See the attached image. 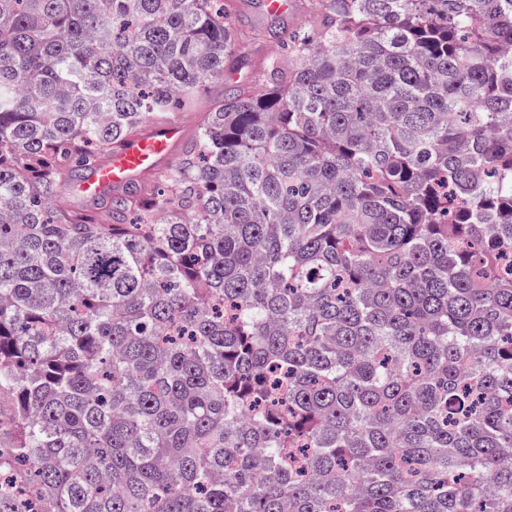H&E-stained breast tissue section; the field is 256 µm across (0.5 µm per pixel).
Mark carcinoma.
Here are the masks:
<instances>
[{
  "instance_id": "carcinoma-1",
  "label": "carcinoma",
  "mask_w": 512,
  "mask_h": 512,
  "mask_svg": "<svg viewBox=\"0 0 512 512\" xmlns=\"http://www.w3.org/2000/svg\"><path fill=\"white\" fill-rule=\"evenodd\" d=\"M220 0H0V512H512V0H310L149 188Z\"/></svg>"
}]
</instances>
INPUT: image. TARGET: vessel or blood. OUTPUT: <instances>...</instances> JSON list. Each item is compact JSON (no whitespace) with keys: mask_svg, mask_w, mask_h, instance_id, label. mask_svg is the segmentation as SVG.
Masks as SVG:
<instances>
[{"mask_svg":"<svg viewBox=\"0 0 512 512\" xmlns=\"http://www.w3.org/2000/svg\"><path fill=\"white\" fill-rule=\"evenodd\" d=\"M181 133V125L171 121L147 137L127 139L91 171L84 182V191L94 196L152 174L169 156Z\"/></svg>","mask_w":512,"mask_h":512,"instance_id":"obj_1","label":"vessel or blood"}]
</instances>
